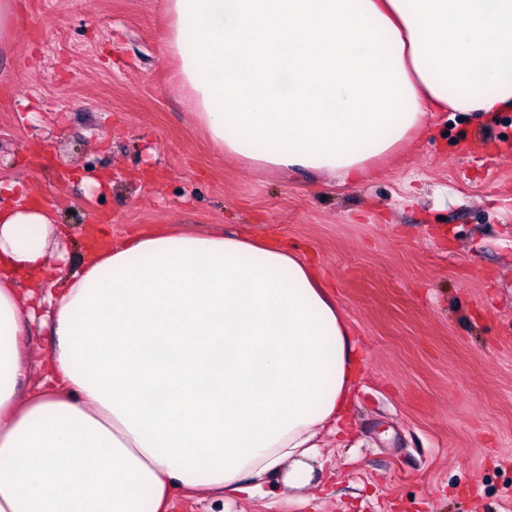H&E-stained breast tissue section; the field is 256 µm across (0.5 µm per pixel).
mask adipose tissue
Listing matches in <instances>:
<instances>
[{
	"instance_id": "1",
	"label": "adipose tissue",
	"mask_w": 512,
	"mask_h": 512,
	"mask_svg": "<svg viewBox=\"0 0 512 512\" xmlns=\"http://www.w3.org/2000/svg\"><path fill=\"white\" fill-rule=\"evenodd\" d=\"M194 115L225 155L354 181L425 106L512 109V0H167ZM55 214L0 208V512H169L178 490L311 484L360 374L296 253L181 230L87 251L60 292ZM56 345L23 393L24 338Z\"/></svg>"
}]
</instances>
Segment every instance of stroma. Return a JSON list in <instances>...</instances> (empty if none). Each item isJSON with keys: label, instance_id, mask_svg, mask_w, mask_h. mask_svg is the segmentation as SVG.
<instances>
[{"label": "stroma", "instance_id": "stroma-1", "mask_svg": "<svg viewBox=\"0 0 512 512\" xmlns=\"http://www.w3.org/2000/svg\"><path fill=\"white\" fill-rule=\"evenodd\" d=\"M0 42V206L34 201L68 233L46 276L110 240L178 226L297 251L361 352L353 431L320 485L274 479L171 512H512V111L427 112L340 183L224 155L189 109L165 0H16Z\"/></svg>", "mask_w": 512, "mask_h": 512}]
</instances>
